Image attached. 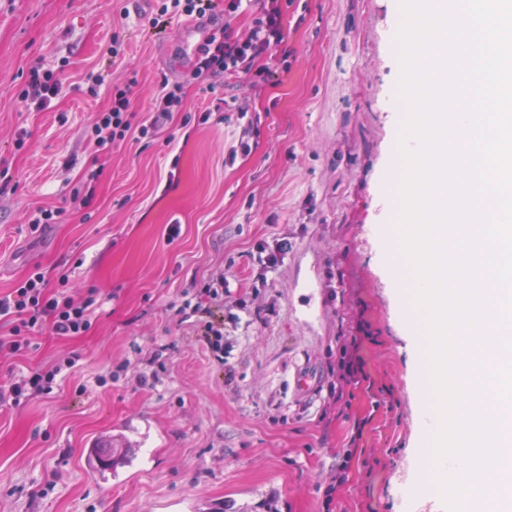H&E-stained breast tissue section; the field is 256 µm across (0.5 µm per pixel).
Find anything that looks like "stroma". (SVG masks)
Wrapping results in <instances>:
<instances>
[{"label":"stroma","instance_id":"35a3bbf8","mask_svg":"<svg viewBox=\"0 0 512 512\" xmlns=\"http://www.w3.org/2000/svg\"><path fill=\"white\" fill-rule=\"evenodd\" d=\"M282 11L261 60L274 77L252 88L189 80L210 27H152L155 5L0 0V295L37 265L53 291L96 299L85 334L45 328L0 358V382L61 369L51 393L0 408V512H429L414 469L430 424L376 204L399 133V0ZM36 65L64 77L42 112L18 102ZM130 76L137 119L164 80L184 82L186 109L113 146L74 203L86 131ZM40 208L60 221L30 232ZM219 276L232 303L205 293ZM351 344L358 381L339 363ZM108 443L128 459L101 473L88 454Z\"/></svg>","mask_w":512,"mask_h":512}]
</instances>
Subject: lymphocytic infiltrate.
I'll list each match as a JSON object with an SVG mask.
<instances>
[{
  "instance_id": "f902f5d3",
  "label": "lymphocytic infiltrate",
  "mask_w": 512,
  "mask_h": 512,
  "mask_svg": "<svg viewBox=\"0 0 512 512\" xmlns=\"http://www.w3.org/2000/svg\"><path fill=\"white\" fill-rule=\"evenodd\" d=\"M245 3L249 4L253 18L247 33L240 37L232 34L229 24L216 19L211 0H162L151 22L156 25L181 15L210 22L211 31L197 53L193 79L224 74L246 79L250 86L256 87L272 76L270 69L261 65V58L284 39L282 4L280 0H228L227 14L235 15ZM136 84L133 78L113 83L110 104L97 113L87 140L94 155L111 153L116 143L137 141L154 134L173 112L183 109L182 85L165 82L153 100L151 119L135 123ZM61 88L60 74L36 66L29 73L21 100L25 106L42 110L58 96ZM48 288L43 272L36 268L10 294L0 296V320L12 324L9 336L0 337V354L10 356L28 348L32 333L45 327L57 336H78L90 330L94 299L52 294Z\"/></svg>"
}]
</instances>
